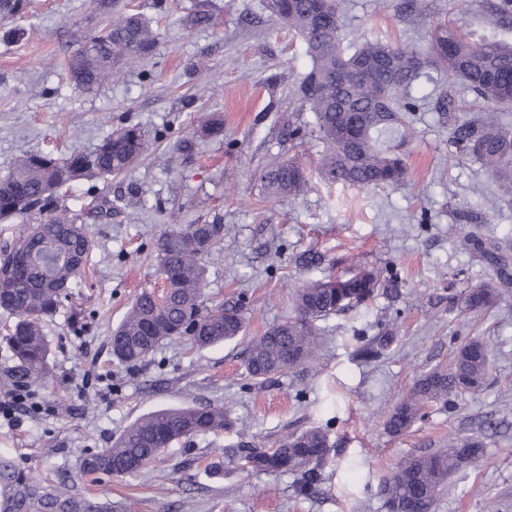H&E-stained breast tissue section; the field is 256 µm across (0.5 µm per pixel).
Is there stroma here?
I'll list each match as a JSON object with an SVG mask.
<instances>
[{"instance_id": "stroma-1", "label": "stroma", "mask_w": 512, "mask_h": 512, "mask_svg": "<svg viewBox=\"0 0 512 512\" xmlns=\"http://www.w3.org/2000/svg\"><path fill=\"white\" fill-rule=\"evenodd\" d=\"M32 0L13 20L21 39H0V178L20 153H89L116 128H142L149 151L103 190L76 184L71 211L99 193L112 216L91 227L92 263L70 304L50 321L49 377L30 389L40 412L0 416V454L75 494L105 496L129 512H388L381 489L412 454L444 447L449 436L483 435L482 458L448 479L436 512H512V292L487 311L462 315L450 288L497 282L495 269L463 249L471 225L512 240V209L489 210L473 187L479 164L448 153L435 115H415L418 139L409 175L386 189L327 184L314 171L322 145L295 90L310 60L301 39L270 16L264 0ZM405 0H344L342 27L425 48L428 31L409 24ZM432 21L473 40L512 41L473 0H424ZM157 22L152 58L87 91L63 61L113 10ZM218 113L223 135L199 138V116ZM179 150L177 167L165 164ZM297 158L312 176L301 195L267 199L257 175L275 156ZM220 224L222 255L210 261L206 293L237 305L243 337L198 349L160 344L144 361L113 362L110 335L134 297L161 289L156 240L167 225ZM397 275V296L319 321L316 362L257 384L246 376L247 345L288 316L295 284L343 271V258ZM392 333L380 357L360 349ZM483 337L490 385L427 408L409 433L393 437L384 415L416 377L449 363L468 337ZM219 406L223 430L180 440L147 469L116 477L79 475L81 456L110 446L139 417L164 407ZM320 427L332 449L319 487L300 493L294 476L246 471L226 449L240 440L274 448L295 431Z\"/></svg>"}]
</instances>
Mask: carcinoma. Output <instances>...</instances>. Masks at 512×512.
I'll use <instances>...</instances> for the list:
<instances>
[{"label": "carcinoma", "instance_id": "1", "mask_svg": "<svg viewBox=\"0 0 512 512\" xmlns=\"http://www.w3.org/2000/svg\"><path fill=\"white\" fill-rule=\"evenodd\" d=\"M342 0H266L270 14L303 39L311 68L296 95L300 107L312 112L313 132L323 144L318 174L327 183L359 188H384L405 181L408 148L415 128L404 117L420 109L413 95L425 70L435 67L448 76V91L429 102L448 119L449 153L477 162L497 186L491 209L512 208V44L500 40L474 42L447 23L434 29L428 51L394 46L379 40L356 41L346 51L341 35ZM492 22L512 29V0H476ZM29 0H0V22L25 13ZM160 42L154 21L140 13H123L99 33L86 37L69 56L67 73L74 83L92 89L117 78L121 66L150 58ZM472 93L484 108L460 121L464 94ZM218 115L198 120L197 133L219 136ZM147 150L144 133L125 126L107 136L91 153L56 158L23 152L13 170L0 180V223L39 215L25 224L0 250V311L13 319L5 342L13 364L0 374V385L23 393L50 372V344L44 324L64 307L69 288L86 273L92 253L87 221L111 214L108 207L93 214H75L60 206L79 181H107L128 172ZM270 198L298 196L308 174L295 159L275 160L260 174ZM222 224L173 226L160 235L156 252L164 281L162 298L143 291L112 330V358L135 366L166 339L188 338L206 348L233 340L244 332L239 310L205 302L204 258L217 251ZM462 246L496 268L500 282L512 284V249L493 242L482 229L468 231ZM392 285L386 270L351 260L350 270L294 287V315L270 326L249 342L245 370L264 383L312 362L317 353L315 323L365 305ZM504 290L492 284L466 287L452 300L460 311L492 308ZM492 363L479 336L457 347L450 364L421 373L408 394L388 412L384 430L399 437L422 417L426 406L446 403L457 395L482 392ZM226 415L218 407L179 406L152 411L130 424L109 448L84 455L83 475L138 473L173 443L224 429ZM478 436L448 438V447L405 458L384 483L388 512H434L448 477L484 455ZM331 450L328 434L310 428L291 434L276 448H257L242 441L230 449V460L242 469L299 476L305 492L320 481V467ZM0 512H117L111 501L76 495L35 478L15 461L0 455Z\"/></svg>", "mask_w": 512, "mask_h": 512}]
</instances>
